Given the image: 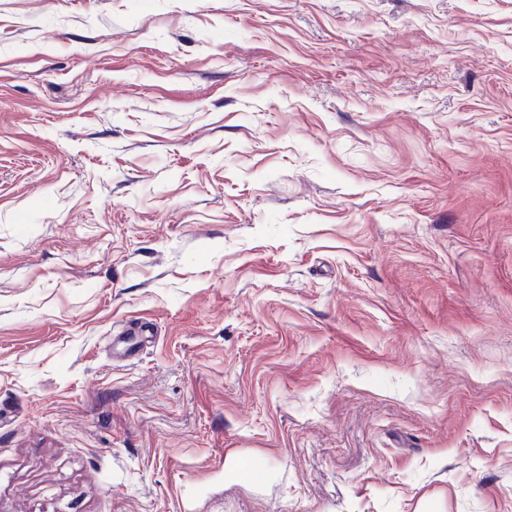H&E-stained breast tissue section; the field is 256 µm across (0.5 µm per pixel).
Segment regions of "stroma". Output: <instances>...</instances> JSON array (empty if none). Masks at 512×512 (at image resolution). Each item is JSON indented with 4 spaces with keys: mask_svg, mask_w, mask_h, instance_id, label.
I'll return each instance as SVG.
<instances>
[{
    "mask_svg": "<svg viewBox=\"0 0 512 512\" xmlns=\"http://www.w3.org/2000/svg\"><path fill=\"white\" fill-rule=\"evenodd\" d=\"M0 512H512V0H0Z\"/></svg>",
    "mask_w": 512,
    "mask_h": 512,
    "instance_id": "obj_1",
    "label": "stroma"
}]
</instances>
